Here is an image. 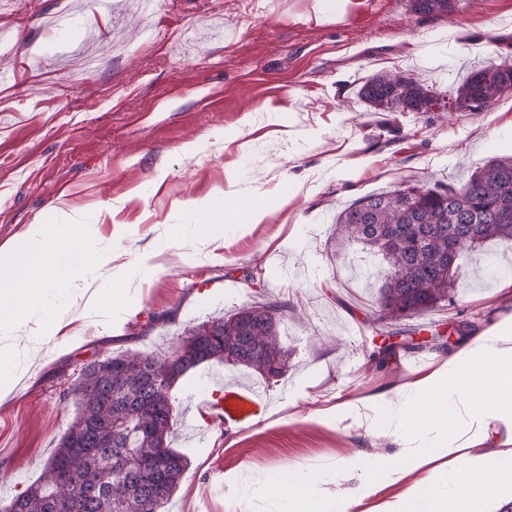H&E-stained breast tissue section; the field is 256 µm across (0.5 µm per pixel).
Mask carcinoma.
<instances>
[{
    "label": "carcinoma",
    "mask_w": 512,
    "mask_h": 512,
    "mask_svg": "<svg viewBox=\"0 0 512 512\" xmlns=\"http://www.w3.org/2000/svg\"><path fill=\"white\" fill-rule=\"evenodd\" d=\"M422 15H445L456 0H409ZM512 89V65L474 70L457 88L458 110H478ZM362 96L383 112L431 109L435 95L412 77L374 73ZM336 236L380 255V311L402 319L448 301L461 257L495 239L512 240V156L498 158L461 186L439 182L368 194L345 208ZM463 238L458 251L448 240ZM285 306L254 303L195 326L164 355L127 351L81 370L78 412L40 477L0 512H164L188 467L170 447L175 383L208 362L233 364L266 380L288 367L279 338Z\"/></svg>",
    "instance_id": "carcinoma-1"
}]
</instances>
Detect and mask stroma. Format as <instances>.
Wrapping results in <instances>:
<instances>
[{
	"instance_id": "stroma-1",
	"label": "stroma",
	"mask_w": 512,
	"mask_h": 512,
	"mask_svg": "<svg viewBox=\"0 0 512 512\" xmlns=\"http://www.w3.org/2000/svg\"><path fill=\"white\" fill-rule=\"evenodd\" d=\"M0 0V245L49 219L87 221L108 262L87 276L124 316L75 307L32 357L34 376L0 401V499L40 476L76 413L84 363L163 354L184 331L278 301L288 368L275 381L202 364L172 390L173 448L188 467L166 512H286L277 489L307 470L327 492L358 486L354 454L400 462L383 412L345 402L407 394L454 352L512 317V241L465 254L451 301L380 319L379 257L333 235L356 199L417 181L462 185L512 155V90L455 109L466 75L512 64V0H458L422 16L408 0ZM378 71L438 93L428 112H382L360 90ZM259 197V223L225 225L204 250L194 202ZM392 340L384 366L373 356ZM255 384L266 409L242 426L190 429L188 390ZM468 458L369 486L355 512L413 491L462 493Z\"/></svg>"
}]
</instances>
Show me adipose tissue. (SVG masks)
<instances>
[{
	"label": "adipose tissue",
	"mask_w": 512,
	"mask_h": 512,
	"mask_svg": "<svg viewBox=\"0 0 512 512\" xmlns=\"http://www.w3.org/2000/svg\"><path fill=\"white\" fill-rule=\"evenodd\" d=\"M410 404L399 406L393 391L374 394L347 405L351 417L384 409L398 411L393 434L404 446L401 464L368 460L356 455L349 469L358 471L364 484L396 481L401 470L423 468L429 462L455 458L470 451V471L458 474L467 495L406 494L391 502L386 512H471L483 499L512 493V448L484 450L490 430L512 432V322L502 321L487 330L479 343L468 347L409 390ZM295 512H352L360 493L328 503L307 473H300L287 489Z\"/></svg>",
	"instance_id": "ef3b65f1"
}]
</instances>
